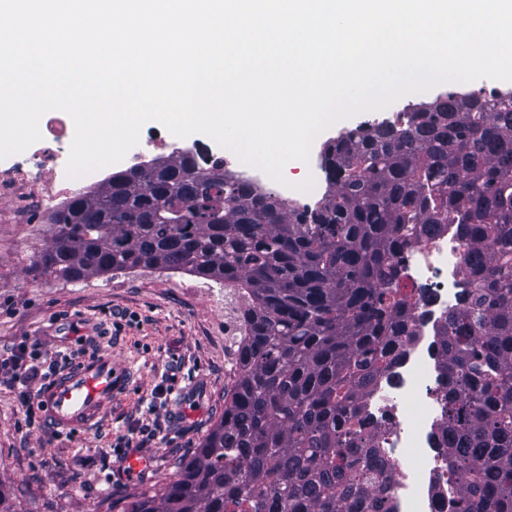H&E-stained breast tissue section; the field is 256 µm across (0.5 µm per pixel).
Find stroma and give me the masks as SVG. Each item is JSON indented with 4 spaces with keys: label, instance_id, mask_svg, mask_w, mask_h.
I'll list each match as a JSON object with an SVG mask.
<instances>
[{
    "label": "stroma",
    "instance_id": "1",
    "mask_svg": "<svg viewBox=\"0 0 512 512\" xmlns=\"http://www.w3.org/2000/svg\"><path fill=\"white\" fill-rule=\"evenodd\" d=\"M49 209L34 195L0 200V353L19 342L60 355L67 368L91 350L110 352L129 373L92 429L72 437L41 424L20 431L17 389L0 379V487L19 512H107L113 502L165 487L224 415L248 300L232 284L184 270L138 267L65 280L34 275L49 240ZM89 323L85 340L60 334V322ZM167 389L155 398V385ZM158 436L150 468L129 476L107 451L129 430Z\"/></svg>",
    "mask_w": 512,
    "mask_h": 512
}]
</instances>
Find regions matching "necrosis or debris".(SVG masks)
Returning <instances> with one entry per match:
<instances>
[{"label":"necrosis or debris","instance_id":"1","mask_svg":"<svg viewBox=\"0 0 512 512\" xmlns=\"http://www.w3.org/2000/svg\"><path fill=\"white\" fill-rule=\"evenodd\" d=\"M73 132L58 117L48 122V134L40 148L28 150L23 160L0 166V188L19 184L35 186L43 200L50 201L79 186L62 166L67 160ZM199 167L223 161L226 170L239 179L270 192L296 210L308 207L321 195L320 189L300 193L267 177L257 168L241 170L236 157L218 158L207 146L190 147ZM466 246L451 224L440 235L415 240L401 252L398 284L402 299L415 316L414 335L405 341L400 360L386 370L364 399L363 414L375 425L373 442L388 458L391 478L384 491L392 512H448L447 502L431 491L432 482L443 473L444 461L435 444L443 411L438 371L437 329L466 287Z\"/></svg>","mask_w":512,"mask_h":512}]
</instances>
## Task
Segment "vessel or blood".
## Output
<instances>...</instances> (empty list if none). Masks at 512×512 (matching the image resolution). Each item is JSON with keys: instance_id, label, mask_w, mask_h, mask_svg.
<instances>
[{"instance_id": "obj_1", "label": "vessel or blood", "mask_w": 512, "mask_h": 512, "mask_svg": "<svg viewBox=\"0 0 512 512\" xmlns=\"http://www.w3.org/2000/svg\"><path fill=\"white\" fill-rule=\"evenodd\" d=\"M125 384V371L111 354L89 352L49 380L38 400L43 415L55 428L77 435L90 427Z\"/></svg>"}]
</instances>
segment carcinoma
Masks as SVG:
<instances>
[{
	"label": "carcinoma",
	"mask_w": 512,
	"mask_h": 512,
	"mask_svg": "<svg viewBox=\"0 0 512 512\" xmlns=\"http://www.w3.org/2000/svg\"><path fill=\"white\" fill-rule=\"evenodd\" d=\"M329 190L295 211L187 153L115 172L50 216L33 270H184L247 291L224 417L123 512H390L359 405L411 336L393 287L414 239L458 225L474 274L438 330L453 512H512V90L454 93L324 145Z\"/></svg>",
	"instance_id": "cac0c4a2"
}]
</instances>
